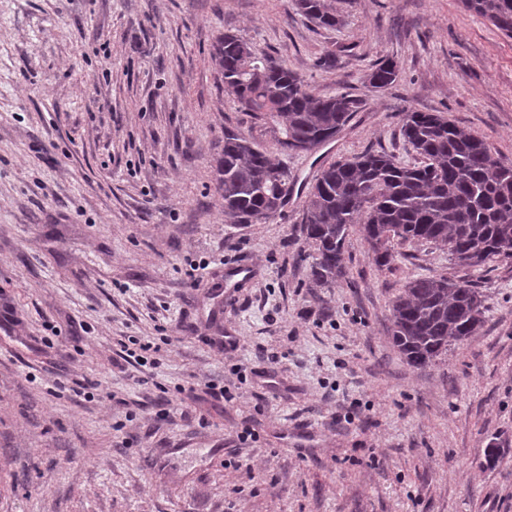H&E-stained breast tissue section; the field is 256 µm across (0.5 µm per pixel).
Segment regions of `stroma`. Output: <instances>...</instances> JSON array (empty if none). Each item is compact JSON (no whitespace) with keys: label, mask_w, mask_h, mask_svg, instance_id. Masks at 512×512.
Segmentation results:
<instances>
[{"label":"stroma","mask_w":512,"mask_h":512,"mask_svg":"<svg viewBox=\"0 0 512 512\" xmlns=\"http://www.w3.org/2000/svg\"><path fill=\"white\" fill-rule=\"evenodd\" d=\"M343 9L326 29L294 0H0V512H512V262L467 270L397 241L380 268L354 229L344 275L319 286L301 224L325 165L418 163L408 111L512 164V38L461 0ZM227 32L364 101L314 150L262 137L296 184L258 224L225 218L211 168L225 131L257 135L210 59ZM386 57L399 78L373 89ZM233 263L252 276L230 288ZM436 275L477 285L484 326L416 367L390 304ZM132 336L159 349L149 380L123 359ZM245 424L257 441H237ZM399 75L396 62L392 59L377 60L367 75V81L374 89H387L393 85Z\"/></svg>","instance_id":"35a3bbf8"}]
</instances>
